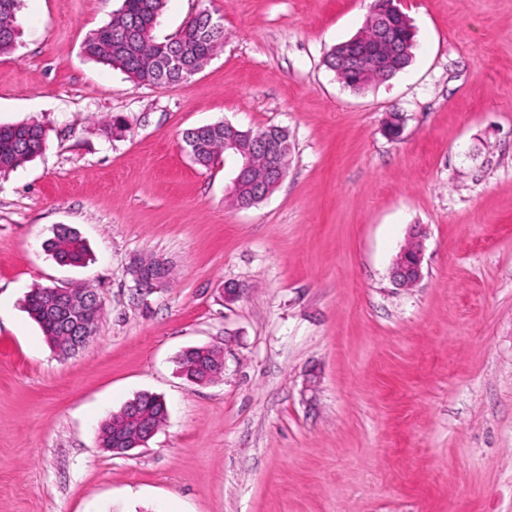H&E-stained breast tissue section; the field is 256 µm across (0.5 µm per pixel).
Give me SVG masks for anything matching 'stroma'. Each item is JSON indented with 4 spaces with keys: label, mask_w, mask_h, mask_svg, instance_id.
Wrapping results in <instances>:
<instances>
[{
    "label": "stroma",
    "mask_w": 512,
    "mask_h": 512,
    "mask_svg": "<svg viewBox=\"0 0 512 512\" xmlns=\"http://www.w3.org/2000/svg\"><path fill=\"white\" fill-rule=\"evenodd\" d=\"M372 2L168 0L157 38L206 9L224 47L154 85L82 53L121 0H23L0 125L48 144L0 175V512H512V0H400L413 61L355 92L324 58ZM219 121L288 132L287 175L250 208L233 153L183 150ZM59 224L85 266L44 252ZM416 232L423 277L400 288ZM146 256L173 268L149 294L128 273ZM74 282L103 313L64 358L21 303ZM207 345L224 375L191 383L175 360ZM141 392L165 424L100 448Z\"/></svg>",
    "instance_id": "stroma-1"
}]
</instances>
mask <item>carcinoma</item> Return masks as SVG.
Returning <instances> with one entry per match:
<instances>
[{
    "label": "carcinoma",
    "mask_w": 512,
    "mask_h": 512,
    "mask_svg": "<svg viewBox=\"0 0 512 512\" xmlns=\"http://www.w3.org/2000/svg\"><path fill=\"white\" fill-rule=\"evenodd\" d=\"M20 0H0V54L12 51L18 37L17 12ZM166 0H122L121 7L110 20L91 33L83 43L84 55L104 65L117 68L128 77L141 83H178L187 80L192 73L175 66V58L184 50L197 55L198 65H203L217 54L224 44V26L210 14H195L184 23L180 32L171 38L159 40L153 29L163 11ZM377 35L376 15H369L365 28L355 37L337 44L324 59L327 69L334 72L341 82L351 90L359 92L377 81H387L405 70L413 60L415 33L410 23L402 21L393 32L395 45H404L408 53L390 55L386 69L371 76L359 78L350 72L352 45L364 43ZM260 137L267 142L282 144L280 166L282 173L288 169V134L285 130L271 126L251 132L246 137L239 129L215 122L195 127L183 134L184 150L198 166L207 168L224 150V140L238 139L249 146L252 139ZM46 148L45 132L36 122H23L0 126V173L12 171L38 156ZM267 185L264 169L258 168L252 177L242 184L240 195L251 197ZM45 251L59 264L83 266L90 260L88 247L78 231L67 225L52 230V236L44 242ZM25 309L41 328L46 340L60 355L70 354L73 336L72 322L68 312L55 303L46 287L31 289L24 300ZM212 362L209 353L195 348L184 351L178 361L179 368L198 366L201 374ZM135 413L149 419L160 427L166 421L162 404L152 394L139 395ZM118 420L109 415L99 429V444L112 450V433Z\"/></svg>",
    "instance_id": "carcinoma-1"
}]
</instances>
